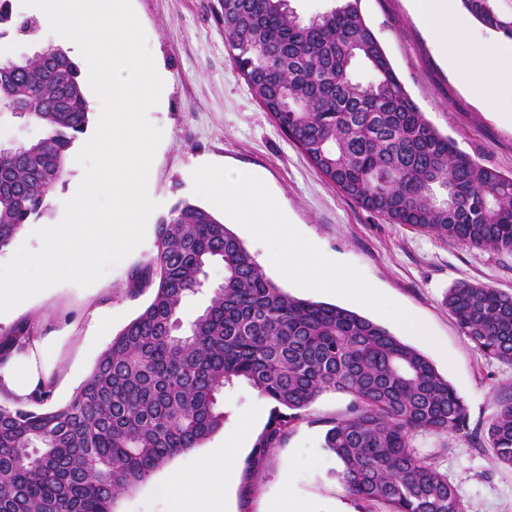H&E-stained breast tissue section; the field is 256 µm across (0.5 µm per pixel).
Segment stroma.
<instances>
[{
  "label": "stroma",
  "mask_w": 512,
  "mask_h": 512,
  "mask_svg": "<svg viewBox=\"0 0 512 512\" xmlns=\"http://www.w3.org/2000/svg\"><path fill=\"white\" fill-rule=\"evenodd\" d=\"M153 59L162 69L164 92L148 111L162 131L148 180L150 197L165 215L181 200L220 216L254 259L287 247L289 238L349 273L353 287L375 289L393 309L412 314L430 339L385 326L403 342L421 350L456 389L469 410L465 433L417 437V451L434 457L461 497L466 512H512V467L499 463L485 429L502 397H512V363L475 350L449 314L445 297L460 282L512 293V252L468 248L432 233L360 208L308 163L301 151L271 122L228 57L218 0H131ZM362 12L399 79L426 120L480 164L512 175V127L497 112L512 110L503 99L489 112L467 91L466 79L447 69L409 0H361ZM246 170L259 177L278 200L290 237L273 233L255 239L247 225L224 210L220 197L200 188L203 164ZM155 252V236L144 242L95 284L71 283L37 297L32 308L0 322V338L15 325L37 318L44 328L82 321L86 307L112 306V329L121 331L151 301L150 288H133L131 276ZM96 359L79 345L65 348L69 383L52 401L68 403L91 373ZM351 398L341 392L319 396L300 422L250 476L247 460L270 415L272 404L245 384L224 391V426L170 459L117 499L115 512H163L162 480L170 470L191 468L194 456L221 447L229 434L238 440L229 453L224 481V512H272L292 496L300 512H387L380 503L351 496L336 477L334 453L325 446L328 420L343 414Z\"/></svg>",
  "instance_id": "35a3bbf8"
}]
</instances>
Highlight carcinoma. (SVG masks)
Listing matches in <instances>:
<instances>
[{
    "mask_svg": "<svg viewBox=\"0 0 512 512\" xmlns=\"http://www.w3.org/2000/svg\"><path fill=\"white\" fill-rule=\"evenodd\" d=\"M481 25L512 39L506 0H461ZM0 0V38L28 36ZM229 57L277 127L314 168L363 209L462 246L512 252V176L439 134L408 95L361 10L334 5L306 21L286 0H224ZM370 72L360 78L357 66ZM0 103L41 129L0 146V251L43 217L92 112L80 67L60 46L0 64ZM156 253L134 273L152 301L99 356L73 399L30 410L0 404V512H114L174 456L224 426L220 398L238 381L273 404L247 460L255 475L326 392L351 396L328 421L327 447L348 492L388 512H465L417 436L459 434L468 407L431 360L384 326L283 292L237 235L186 201L155 225ZM224 278L187 327L179 313ZM448 311L478 351L512 363V293L466 282ZM486 435L512 466V397Z\"/></svg>",
    "mask_w": 512,
    "mask_h": 512,
    "instance_id": "obj_1",
    "label": "carcinoma"
}]
</instances>
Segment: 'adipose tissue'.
I'll return each mask as SVG.
<instances>
[{"label":"adipose tissue","instance_id":"1","mask_svg":"<svg viewBox=\"0 0 512 512\" xmlns=\"http://www.w3.org/2000/svg\"><path fill=\"white\" fill-rule=\"evenodd\" d=\"M410 3L414 15L424 21L444 65L470 74L467 88L474 98L490 107L499 99H512V51L474 42L456 0H410ZM489 60L495 66L488 71L484 64ZM201 179L207 191L223 198L226 209L237 212L249 224L254 236H267L281 226L277 204L264 184L251 173L241 171L229 175L207 169ZM267 261L285 278L296 280L309 290L336 294L346 290V279L297 240H289L285 252L268 254ZM74 333L71 324L50 333L44 332L40 325H33L28 339L0 360V400L27 406L40 393L55 394L62 390L68 383L62 368V349ZM225 472L224 454L220 451L198 457L192 473L172 472L165 482V512H224Z\"/></svg>","mask_w":512,"mask_h":512}]
</instances>
